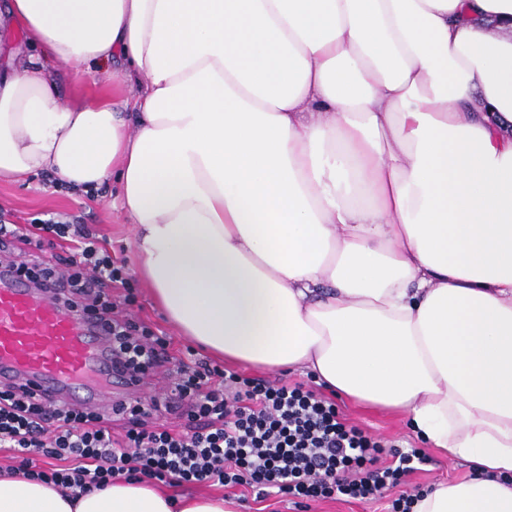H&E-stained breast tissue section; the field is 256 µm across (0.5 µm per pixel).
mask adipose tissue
Wrapping results in <instances>:
<instances>
[{
    "mask_svg": "<svg viewBox=\"0 0 512 512\" xmlns=\"http://www.w3.org/2000/svg\"><path fill=\"white\" fill-rule=\"evenodd\" d=\"M0 179L111 180L181 335L396 412L473 477L413 512H512V0H7ZM117 60L137 127L49 62ZM0 512H235L0 472Z\"/></svg>",
    "mask_w": 512,
    "mask_h": 512,
    "instance_id": "ef3b65f1",
    "label": "adipose tissue"
}]
</instances>
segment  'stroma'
<instances>
[{
    "instance_id": "1",
    "label": "stroma",
    "mask_w": 512,
    "mask_h": 512,
    "mask_svg": "<svg viewBox=\"0 0 512 512\" xmlns=\"http://www.w3.org/2000/svg\"><path fill=\"white\" fill-rule=\"evenodd\" d=\"M111 79L103 77L76 79V64L55 61L49 65V78L56 85L62 102H91L111 97L112 79L119 76V63H110ZM44 172H36L22 182L0 181V220L8 224H27L45 214L60 219L79 218L91 224L113 254L126 261L129 278L136 286V301L130 311L134 319L152 328L164 331L170 338L168 352L178 357L185 353L187 340L152 304L136 271L134 261V226L120 207L118 187L105 183L98 191L89 193L69 185L56 188L44 186ZM336 403L344 417L370 434L405 447H419L420 442L406 429L400 416L379 410L359 407L344 398ZM426 461L420 470L406 478L405 490L415 492L437 483L470 477L467 463L443 457L432 448L424 450ZM177 496L221 495L234 500L238 512H388L393 492L364 500L348 498L325 499L311 503L309 508L294 506L287 498L270 495L259 497L256 489L244 486L228 488L218 484H195L173 487Z\"/></svg>"
}]
</instances>
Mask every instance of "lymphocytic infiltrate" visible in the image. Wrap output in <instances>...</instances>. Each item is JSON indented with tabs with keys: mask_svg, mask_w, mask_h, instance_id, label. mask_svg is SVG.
Here are the masks:
<instances>
[{
	"mask_svg": "<svg viewBox=\"0 0 512 512\" xmlns=\"http://www.w3.org/2000/svg\"><path fill=\"white\" fill-rule=\"evenodd\" d=\"M2 253L48 298L102 322L112 359L130 379L163 367L174 379L149 401H117L102 412L56 407L26 385H0V447L13 452V474L72 497L125 478L272 489L309 502L399 489L425 461L417 448L387 450L314 386L227 372L192 354L170 358L167 336L128 318L132 295L113 297L128 285L125 264L100 246L90 225L52 218L0 224ZM162 412L178 414L182 430L153 424ZM116 416L128 420L118 438ZM39 456L53 466H38Z\"/></svg>",
	"mask_w": 512,
	"mask_h": 512,
	"instance_id": "lymphocytic-infiltrate-1",
	"label": "lymphocytic infiltrate"
}]
</instances>
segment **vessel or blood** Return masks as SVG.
<instances>
[{
  "instance_id": "b4317fda",
  "label": "vessel or blood",
  "mask_w": 512,
  "mask_h": 512,
  "mask_svg": "<svg viewBox=\"0 0 512 512\" xmlns=\"http://www.w3.org/2000/svg\"><path fill=\"white\" fill-rule=\"evenodd\" d=\"M0 382L26 384L51 401L86 409L132 399L140 389L113 370L101 326L6 275L0 277Z\"/></svg>"
}]
</instances>
